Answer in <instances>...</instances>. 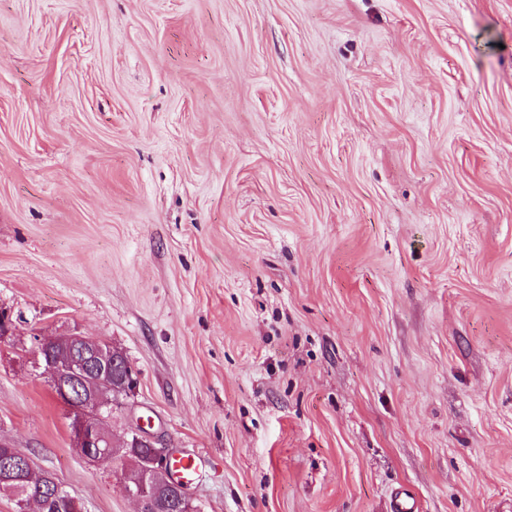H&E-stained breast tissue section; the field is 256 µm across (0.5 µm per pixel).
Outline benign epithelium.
Wrapping results in <instances>:
<instances>
[{"instance_id": "7a95c632", "label": "benign epithelium", "mask_w": 512, "mask_h": 512, "mask_svg": "<svg viewBox=\"0 0 512 512\" xmlns=\"http://www.w3.org/2000/svg\"><path fill=\"white\" fill-rule=\"evenodd\" d=\"M70 347L64 354L53 353L55 338L39 341L35 350L37 367L44 369L53 386L56 399L70 412V435L76 448H85V460L90 463L103 461L112 447V432L107 427L104 411L121 406L119 396L136 388L133 370L124 353L103 342H90L78 333L68 334ZM134 442L150 449L148 468L136 476H124L123 488L135 504L137 512H158L165 506L164 493L151 487L157 473H166L170 450L157 447L158 439L138 428L130 433L125 443ZM4 468L20 467L33 470L30 457L15 448L5 449ZM43 484L54 489L58 502L77 504V499L62 489L53 474L40 473Z\"/></svg>"}]
</instances>
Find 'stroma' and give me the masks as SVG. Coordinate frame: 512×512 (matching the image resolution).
<instances>
[{
    "instance_id": "1",
    "label": "stroma",
    "mask_w": 512,
    "mask_h": 512,
    "mask_svg": "<svg viewBox=\"0 0 512 512\" xmlns=\"http://www.w3.org/2000/svg\"><path fill=\"white\" fill-rule=\"evenodd\" d=\"M0 445L134 512L32 360L194 512H512V0H0ZM67 335L61 337L70 340L65 354H54L52 350L60 336L40 340L35 350L36 364L49 376L56 399L69 409L74 447L87 448L83 457L89 464L103 462L105 452L112 447V432L106 425L109 418L104 411L112 413V406L121 407L119 396L133 391L137 382L120 349L98 338L95 340L103 343L89 342L78 333ZM121 368L124 374L119 381ZM103 390L110 396L103 397ZM202 460L194 452H176L171 457V472L175 479L184 484L197 480Z\"/></svg>"
}]
</instances>
